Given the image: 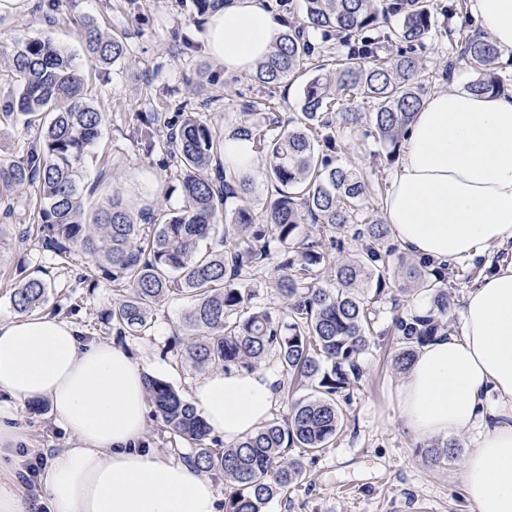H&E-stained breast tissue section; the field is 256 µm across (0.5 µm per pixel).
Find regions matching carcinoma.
Instances as JSON below:
<instances>
[{
  "instance_id": "carcinoma-1",
  "label": "carcinoma",
  "mask_w": 512,
  "mask_h": 512,
  "mask_svg": "<svg viewBox=\"0 0 512 512\" xmlns=\"http://www.w3.org/2000/svg\"><path fill=\"white\" fill-rule=\"evenodd\" d=\"M74 25L81 59L40 34H19L0 46L14 81L8 111L0 116L43 120L42 137L26 160L0 154V205L8 213L14 195L40 186L36 218L43 247L59 256L78 251L87 259L86 277L99 274L122 285L109 313L120 331L149 336L156 307L185 299L178 331L197 367L253 370L273 355L287 379L315 383L309 396L291 402L286 417L228 448H213L207 444L211 430L194 406L169 382L145 377L166 431L193 445L185 461L224 477V512H266L277 496L302 485L303 459L316 457L339 434L338 399L362 375L361 357L378 336L374 303L392 293L391 251L383 249L390 229L377 218L360 222L357 205L384 189L366 171L339 163L336 153L341 139L359 136L366 125L388 156L399 151L424 104L423 66L414 48L438 27L437 15L428 0H304L299 25L286 26L253 72L258 85L271 88L312 71L297 116L283 120L263 98L243 101L240 121L222 131L197 112L142 114L134 139L146 154L165 149L177 170L180 202L167 207L164 192L136 213L117 195L88 212L86 200L99 181L83 175L104 126V113L86 95L84 65L108 69L121 62L129 34L105 33L90 16ZM308 32L320 34L321 43L338 39L345 51L328 54ZM499 54L482 35L462 39L459 61L477 75L469 90L503 89L495 75ZM358 98L370 111L354 106ZM228 135L252 141L265 174L270 192L259 214L244 205L255 174L222 161ZM306 224L317 236L305 233ZM347 236L355 251L340 260L333 250ZM322 266L333 269L331 287L317 279ZM268 272L281 316L255 303L256 293L245 287ZM405 274L429 304L392 317L390 332L401 343L394 358L399 370L447 331L455 266L419 259ZM50 289L45 277L28 275L12 289V308L33 314L48 302Z\"/></svg>"
}]
</instances>
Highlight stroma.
Returning <instances> with one entry per match:
<instances>
[{
  "label": "stroma",
  "mask_w": 512,
  "mask_h": 512,
  "mask_svg": "<svg viewBox=\"0 0 512 512\" xmlns=\"http://www.w3.org/2000/svg\"><path fill=\"white\" fill-rule=\"evenodd\" d=\"M39 0H17L9 20L0 25V40L14 33L47 32L71 51L79 45L71 18L91 16L109 31L130 30L128 53L121 65L97 71L86 69L88 94L105 114L103 137L89 174L116 172L115 191H103L92 205L105 204L119 193L130 209L152 201L161 186H175V169L164 164L166 154L145 155L132 138L139 115L151 110L179 111L183 105L200 110L216 128L234 121L242 100L263 96L274 102L283 118L295 117L302 93L301 81H288L261 89L250 74L223 75L205 50L201 33L205 20L196 16L189 0H140L138 14H130L116 0H60L57 24L41 22ZM470 12H463L438 27L416 53L424 70L426 95L448 90L441 72L456 59L461 37L479 32ZM192 49L182 50L180 38ZM207 67L211 83L202 96L191 95L200 67ZM341 163L376 173L389 180L394 169L386 151L374 138L363 137L339 150ZM11 214L0 212V321L14 319L9 301L22 273H45L52 283L46 313L77 323L86 339L107 341L131 352L145 375L173 384L190 397L203 371L187 360L176 344L178 316L184 301H175L154 312L155 331L139 338L119 333L106 317L116 298L111 281L83 280L78 257L57 256L39 241L34 219L37 191L28 188L11 202ZM394 296L377 305L378 338L362 357L363 375L350 388L351 402L344 405V426L335 441L306 461V478L300 492L274 499L267 512H473L460 477L464 458L474 448L476 432L455 435L457 458L430 464L421 452L422 442L408 436L397 416L394 391L407 376L395 369L399 347L388 329L394 313L425 306L422 293L410 290L403 276L391 280ZM17 414L24 428L23 461L29 462L55 448H72L74 438L55 422L47 402L19 404Z\"/></svg>",
  "instance_id": "35a3bbf8"
}]
</instances>
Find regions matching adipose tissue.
I'll return each instance as SVG.
<instances>
[{"instance_id": "ef3b65f1", "label": "adipose tissue", "mask_w": 512, "mask_h": 512, "mask_svg": "<svg viewBox=\"0 0 512 512\" xmlns=\"http://www.w3.org/2000/svg\"><path fill=\"white\" fill-rule=\"evenodd\" d=\"M496 46L512 52V0H473ZM284 30L268 0H226L202 32L228 74L253 71ZM386 224L412 256L454 263L503 250L504 259L464 296L458 332L420 348L397 392L398 418L426 442L480 435L461 479L474 512H512V92L455 86L428 98L402 142L382 200ZM280 392L267 370L200 379L192 401L212 431L235 443L266 421ZM45 401L77 440L48 458L41 499L49 512H217L206 472L141 447L144 375L128 351L86 342L48 314L0 322V512H34L18 489L23 442L18 404Z\"/></svg>"}]
</instances>
